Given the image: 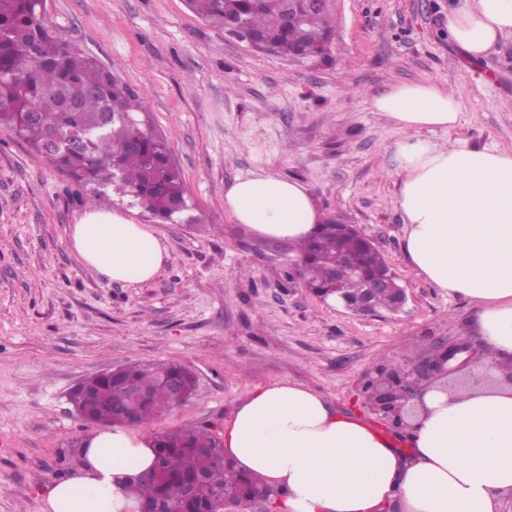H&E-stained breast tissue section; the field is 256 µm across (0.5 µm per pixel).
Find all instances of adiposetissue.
Segmentation results:
<instances>
[{"instance_id":"ef3b65f1","label":"adipose tissue","mask_w":512,"mask_h":512,"mask_svg":"<svg viewBox=\"0 0 512 512\" xmlns=\"http://www.w3.org/2000/svg\"><path fill=\"white\" fill-rule=\"evenodd\" d=\"M444 26L481 58L512 38V0H448ZM371 107L401 133L406 254L419 275L475 306L469 326L481 348L470 369L490 380L423 387L398 441L305 385L276 381L236 402L224 455L258 477L281 512H498L512 496V150L429 139L462 115L432 81L392 85ZM224 206L262 237L295 244L320 228L308 187L268 171L237 178ZM71 246L88 269L128 287L153 279L168 257L151 227L100 208L74 225ZM155 447L124 425L97 430L81 442L79 466L49 487L44 512H140L131 488L152 471Z\"/></svg>"}]
</instances>
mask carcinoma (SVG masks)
<instances>
[{"instance_id":"carcinoma-1","label":"carcinoma","mask_w":512,"mask_h":512,"mask_svg":"<svg viewBox=\"0 0 512 512\" xmlns=\"http://www.w3.org/2000/svg\"><path fill=\"white\" fill-rule=\"evenodd\" d=\"M207 24L221 30L243 27L260 36L257 51L277 56L316 58L325 54L333 31L324 7L309 9L300 27L286 22L289 0H186ZM40 0H0V124L30 142L45 156L49 134H62L61 144L48 155L62 173L87 191L85 203L108 207L135 206L159 224L176 221L192 209L180 170L170 158L164 139L137 123L147 112L144 93L130 88L117 75L56 34L39 11ZM110 115L104 127L100 116ZM351 247L341 225L330 219L303 242L308 283L323 287L339 279L347 288L362 281L343 267ZM178 377L194 392L191 372L174 363L136 362L102 374L78 386L72 403L86 421L113 423L112 410L141 423L179 405L164 381ZM141 388L134 400L128 386ZM160 465L134 486L137 494H155L175 512H224L213 486H200V476L222 471L223 487L259 490L256 478L224 464L218 433L190 427L156 436Z\"/></svg>"}]
</instances>
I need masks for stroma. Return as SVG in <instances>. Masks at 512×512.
<instances>
[{"mask_svg": "<svg viewBox=\"0 0 512 512\" xmlns=\"http://www.w3.org/2000/svg\"><path fill=\"white\" fill-rule=\"evenodd\" d=\"M446 0H327L336 25L322 62L254 52L185 0H47L66 40L145 92L192 208L155 225L168 251L130 288L70 246L87 210L70 179L0 125V512H41L45 488L77 466L95 426L70 402L84 378L137 361L178 362L193 397L138 428L221 429L237 400L274 381L304 384L336 410L384 427L369 372L415 363L464 336L466 299L409 264L393 149L401 133L371 102L402 82L448 88L463 118L435 140L512 148V39L472 60L440 25ZM306 183L324 218L372 239L408 296L368 318L289 280L296 245L251 233L224 188L259 170Z\"/></svg>", "mask_w": 512, "mask_h": 512, "instance_id": "35a3bbf8", "label": "stroma"}]
</instances>
